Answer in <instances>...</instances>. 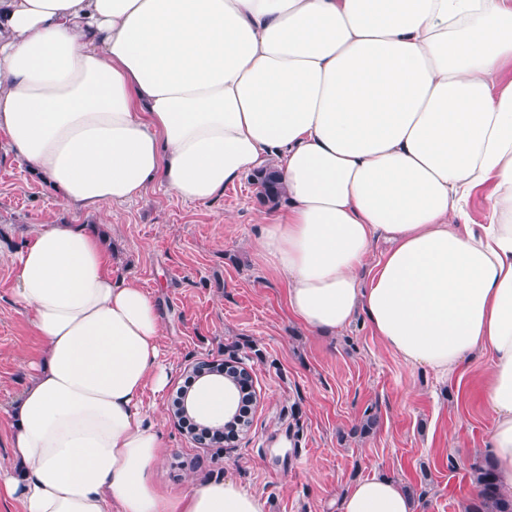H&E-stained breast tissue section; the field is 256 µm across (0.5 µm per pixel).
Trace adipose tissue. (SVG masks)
Returning a JSON list of instances; mask_svg holds the SVG:
<instances>
[{
	"mask_svg": "<svg viewBox=\"0 0 512 512\" xmlns=\"http://www.w3.org/2000/svg\"><path fill=\"white\" fill-rule=\"evenodd\" d=\"M511 65L512 0H0V150L97 211L156 183L205 203L275 165L287 203L263 214L257 248L291 315L323 335L365 312L443 379L489 355V456L512 490V82L496 81ZM14 270L44 348L0 411V501L265 512L230 479L159 485L167 442L145 395L171 378L162 312L95 233L40 225ZM340 509L417 503L372 476Z\"/></svg>",
	"mask_w": 512,
	"mask_h": 512,
	"instance_id": "ef3b65f1",
	"label": "adipose tissue"
}]
</instances>
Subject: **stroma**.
I'll use <instances>...</instances> for the list:
<instances>
[{"instance_id": "35a3bbf8", "label": "stroma", "mask_w": 512, "mask_h": 512, "mask_svg": "<svg viewBox=\"0 0 512 512\" xmlns=\"http://www.w3.org/2000/svg\"><path fill=\"white\" fill-rule=\"evenodd\" d=\"M266 210L246 175L206 203L157 185L111 215L77 212L24 161L1 163L0 403L25 388L42 349L14 302L18 252L39 225L85 224L114 274L154 293L163 311L171 383L145 398L168 442L162 486L178 492L222 476L260 494L266 512H338L351 484L383 474L420 493L422 512H466L477 495L470 468L487 456L493 428L482 394L488 360L475 357L444 382L387 350L365 315L333 336L309 332L257 255ZM231 344L254 372L257 403L248 433L227 452L197 445L170 399L193 365L227 359ZM369 414L378 425L359 434Z\"/></svg>"}]
</instances>
